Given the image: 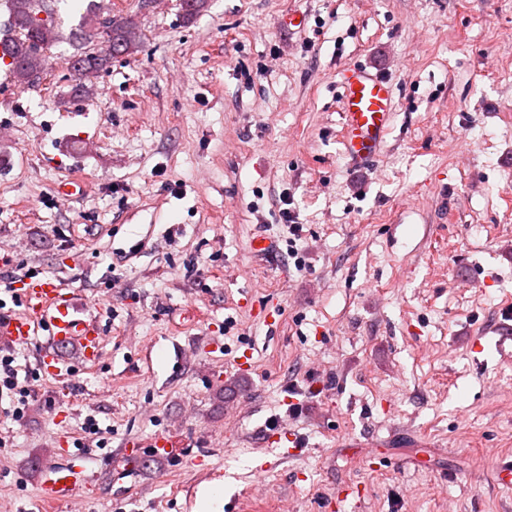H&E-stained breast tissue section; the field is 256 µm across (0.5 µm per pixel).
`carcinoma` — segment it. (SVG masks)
Masks as SVG:
<instances>
[{
  "label": "carcinoma",
  "instance_id": "1",
  "mask_svg": "<svg viewBox=\"0 0 512 512\" xmlns=\"http://www.w3.org/2000/svg\"><path fill=\"white\" fill-rule=\"evenodd\" d=\"M9 12L8 33L0 39L3 54L11 58L9 72L21 86L45 73V58L57 42L54 0H0ZM98 36L97 47L71 56L73 71L86 81L105 68L113 56L129 55L140 43L136 22L130 17L112 18L105 24L99 12L87 11L75 38Z\"/></svg>",
  "mask_w": 512,
  "mask_h": 512
}]
</instances>
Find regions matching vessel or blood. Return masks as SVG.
Returning <instances> with one entry per match:
<instances>
[{"instance_id": "obj_1", "label": "vessel or blood", "mask_w": 512, "mask_h": 512, "mask_svg": "<svg viewBox=\"0 0 512 512\" xmlns=\"http://www.w3.org/2000/svg\"><path fill=\"white\" fill-rule=\"evenodd\" d=\"M342 88L344 154L359 169L370 168L382 152L391 127L393 96L389 79L380 72L357 64L339 72ZM23 308L1 315L0 337L26 344L39 332H47V352L41 359L50 376L61 379L67 372L64 353L77 348L84 362L95 363L103 345L102 332L95 316H77L74 292L62 280L43 276L15 282ZM90 482L84 467L72 463L67 468L49 467L41 476L39 493L50 504L82 494Z\"/></svg>"}]
</instances>
